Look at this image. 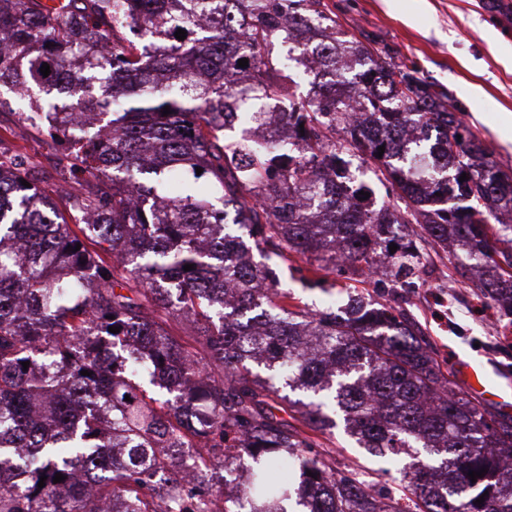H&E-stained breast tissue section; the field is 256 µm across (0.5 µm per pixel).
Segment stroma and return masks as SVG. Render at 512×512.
<instances>
[{
  "instance_id": "obj_1",
  "label": "stroma",
  "mask_w": 512,
  "mask_h": 512,
  "mask_svg": "<svg viewBox=\"0 0 512 512\" xmlns=\"http://www.w3.org/2000/svg\"><path fill=\"white\" fill-rule=\"evenodd\" d=\"M345 30L379 42L396 60L415 66L420 77L448 91L467 128L487 146L503 169L512 170V0H324ZM33 162L30 176L57 207L56 155L46 136L25 141ZM423 255L410 288L357 284L377 303L402 310L416 324L448 379L454 366L484 369L490 380L512 378V317L503 316L466 273L459 247L441 249L408 227ZM327 290L309 287L306 263L295 260L281 278L296 304L318 311L343 308L345 274L330 273ZM331 452L339 471H364L386 496L401 492L402 464L371 458L337 427L318 439Z\"/></svg>"
}]
</instances>
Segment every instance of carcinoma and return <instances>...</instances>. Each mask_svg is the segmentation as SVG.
<instances>
[{
    "mask_svg": "<svg viewBox=\"0 0 512 512\" xmlns=\"http://www.w3.org/2000/svg\"><path fill=\"white\" fill-rule=\"evenodd\" d=\"M284 24L289 60L320 57L307 91L271 51ZM5 39L0 95L29 119L0 148V512H286L283 470L296 512H411L314 451L337 415L370 456L409 454L417 512H512L511 418L452 390L404 313L354 293L309 312L253 255L300 257L320 285L338 260L368 279L383 252L395 288L421 265L412 220L512 315V174L448 93L322 0H0ZM253 122L266 143L230 135ZM30 128L84 176L74 226L21 184ZM358 151L370 181L348 173ZM383 182L403 205L375 207ZM170 316L208 324L198 347ZM155 448L200 449L199 484L157 486ZM232 450L249 479L229 498L207 475Z\"/></svg>",
    "mask_w": 512,
    "mask_h": 512,
    "instance_id": "obj_1",
    "label": "carcinoma"
}]
</instances>
